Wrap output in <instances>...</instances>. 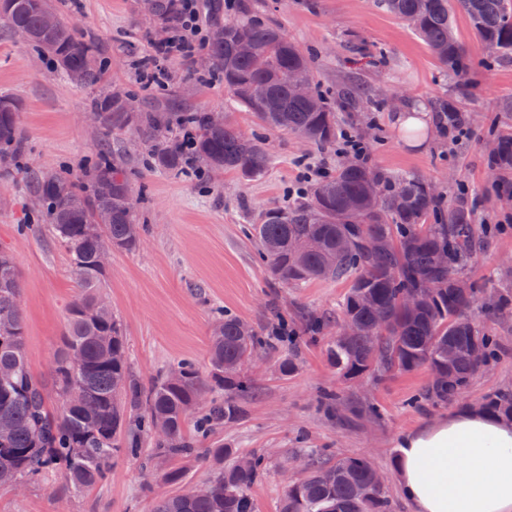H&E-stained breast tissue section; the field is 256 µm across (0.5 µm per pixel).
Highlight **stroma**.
Here are the masks:
<instances>
[{
  "label": "stroma",
  "mask_w": 512,
  "mask_h": 512,
  "mask_svg": "<svg viewBox=\"0 0 512 512\" xmlns=\"http://www.w3.org/2000/svg\"><path fill=\"white\" fill-rule=\"evenodd\" d=\"M52 2L78 36L102 47L109 66L97 86L67 80L46 62H35L30 46L0 17V95L21 102L25 135L20 162L0 163V247L13 254L21 277L32 373L46 376L76 295L68 257L35 210L32 175L67 169L83 176L104 143L130 180L136 220L145 228L135 251L113 253L106 277L133 375L147 382L183 359L207 372L219 307L258 330L279 319L293 327L306 313L322 315L327 324L316 341L253 356L247 417L219 427L200 445L221 443L265 457L266 468L250 490L257 512H279L287 486L304 476L297 461L308 448L325 449L332 462L369 458L384 478L394 512H408L395 464L400 436L447 415L451 407L478 408L497 393L512 390V313L489 321L481 307L472 309V317L498 336L499 347L489 368L473 376L454 405L424 399L429 382L424 369L381 379L341 380L327 349L336 334L347 282L327 279L291 287L274 280L250 234L260 212L300 201L307 167L332 171L343 162L338 143L318 146L289 132L262 128L225 94L223 83H198V76L212 69L200 53L166 61L169 78L156 94L159 106L172 113L223 112L247 134L264 139L269 167L251 180L233 172L215 173L205 184L148 169L149 146L135 132H117L102 141L88 132L84 117L92 100L111 90L143 98L132 64L165 36V29L150 20L145 0ZM214 2L220 7L217 21L254 17L280 27L312 57L316 90L328 103H335L343 88H360L364 101L337 112V137L360 139L363 160L370 166L427 179L444 198H465L487 228L471 273L478 294L512 297V205L499 194L491 164L500 133L512 129V59L484 54L467 19L457 16L458 34L468 47V88L462 91L410 26L380 9L377 0ZM407 100L437 112L450 107L464 111L468 135L453 139L440 131L425 149L408 148L392 126L394 113ZM288 357L297 369L284 376L278 364ZM327 390L337 395L332 414L320 404ZM370 405L377 407V415L365 414ZM173 469L184 470L185 483L192 487L207 482L214 472L192 458L161 459L144 470L120 452L113 456L105 480L80 493L63 486L52 494L37 481L21 493L0 488V512H152L158 498L176 491L167 481Z\"/></svg>",
  "instance_id": "stroma-1"
}]
</instances>
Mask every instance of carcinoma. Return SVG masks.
<instances>
[{
	"mask_svg": "<svg viewBox=\"0 0 512 512\" xmlns=\"http://www.w3.org/2000/svg\"><path fill=\"white\" fill-rule=\"evenodd\" d=\"M7 14L12 29L37 56L48 55L66 77L98 85L106 71L101 49L69 27L51 39L42 34V18L53 10L50 0H12ZM390 14L403 19L448 75L462 77L464 45L456 14L464 15L481 49L489 56L512 57V0H380ZM148 10L163 26L179 17V0H147ZM224 40L206 47L213 68L224 77V91L256 120L274 130L291 132L323 145L336 137V110L316 93L292 95L296 76L313 83L312 61L278 27L256 20H227ZM246 45L267 57L254 69ZM92 54L97 66L84 65ZM0 112V147L4 160L17 158L23 140L18 111ZM91 109L104 132L133 129L151 144V167L182 173L185 160L161 146L169 119L158 108H145L119 91L94 99ZM179 124L196 130L194 160L201 175L234 171L245 179L261 176L269 156L263 143L235 124L213 126L209 113L182 112ZM493 168L503 186L512 183V131L497 140ZM35 197L44 223L66 250L76 297L67 310V328L50 364L48 378L30 371L26 351L23 288L12 254L0 248V486L42 477L47 485L59 475L75 492L102 482L112 455L125 453L146 465L153 459L193 456L217 470L201 490L159 499L153 512H256L250 487L262 474L261 457H247L233 448H197L186 435L189 419L197 432L247 416L241 397L250 380L243 366L269 342L236 315H222L210 339L209 371L194 362L174 367L145 385L129 371V351L112 308L102 303L106 273L96 258L103 248L136 250L140 225L125 171L111 162L102 147L80 181L66 170L41 172ZM375 181L379 191L370 195ZM81 198L86 206L74 209ZM105 210L108 221L98 235L86 224ZM274 279L288 285L336 278L348 281L339 323L354 334L333 337L331 364L345 380L365 374L382 377L421 367L438 369L425 395L452 403L473 375L487 365L498 338L470 319L478 297L469 270L483 248L485 226L458 197L443 204L429 182L415 176L392 177L365 163L343 162L319 181L310 198L294 207L271 208L252 225ZM378 246L370 249L367 241ZM420 295L415 308L403 298ZM385 316L379 324L377 314ZM323 330L319 317L307 316L289 339H313ZM455 357L448 359V351ZM57 398L47 406V390ZM485 408L512 418V393L490 399ZM152 441V455L143 456L142 438ZM308 475L288 486L280 512H393L383 489L371 485L373 464L363 457H345L333 464L321 455L306 457Z\"/></svg>",
	"mask_w": 512,
	"mask_h": 512,
	"instance_id": "cac0c4a2",
	"label": "carcinoma"
}]
</instances>
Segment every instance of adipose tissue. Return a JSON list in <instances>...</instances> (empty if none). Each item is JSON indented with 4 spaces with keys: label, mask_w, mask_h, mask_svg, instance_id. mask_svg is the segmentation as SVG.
<instances>
[{
    "label": "adipose tissue",
    "mask_w": 512,
    "mask_h": 512,
    "mask_svg": "<svg viewBox=\"0 0 512 512\" xmlns=\"http://www.w3.org/2000/svg\"><path fill=\"white\" fill-rule=\"evenodd\" d=\"M398 446L412 512H512V421L462 408L402 435Z\"/></svg>",
    "instance_id": "ef3b65f1"
}]
</instances>
